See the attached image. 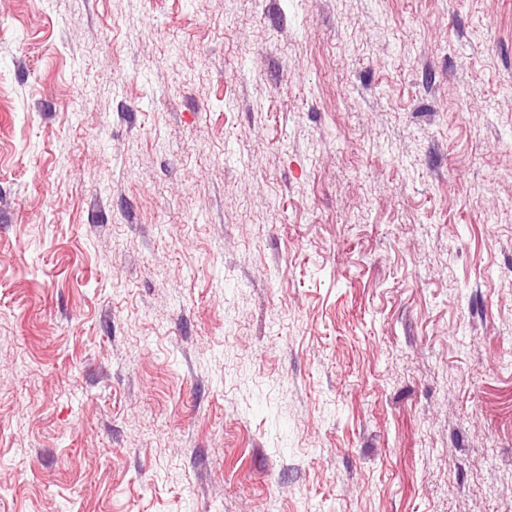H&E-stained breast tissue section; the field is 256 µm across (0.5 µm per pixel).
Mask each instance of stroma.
I'll return each instance as SVG.
<instances>
[{
    "label": "stroma",
    "instance_id": "35a3bbf8",
    "mask_svg": "<svg viewBox=\"0 0 512 512\" xmlns=\"http://www.w3.org/2000/svg\"><path fill=\"white\" fill-rule=\"evenodd\" d=\"M512 0H0V512H512Z\"/></svg>",
    "mask_w": 512,
    "mask_h": 512
}]
</instances>
